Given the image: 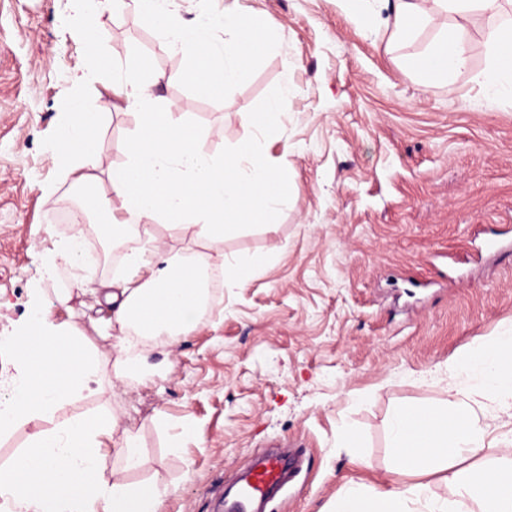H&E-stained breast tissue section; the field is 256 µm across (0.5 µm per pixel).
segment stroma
Returning <instances> with one entry per match:
<instances>
[{"label": "stroma", "instance_id": "stroma-1", "mask_svg": "<svg viewBox=\"0 0 512 512\" xmlns=\"http://www.w3.org/2000/svg\"><path fill=\"white\" fill-rule=\"evenodd\" d=\"M248 18L267 46L245 82L204 94L187 81L154 87L175 103L203 151L221 157L245 145L281 170L287 202L224 236L226 255L262 266L244 285L224 281L195 331L172 346L127 353L99 336L103 313L74 296L75 271L47 274L41 254L64 244L49 214L74 200L56 162L60 126L73 107L110 96L113 73L92 69L77 28L97 54L121 65L146 55L158 72L188 57L167 48L131 0H0V336L18 334L34 303L106 361L56 420L102 411L115 418L101 470L111 479L126 432L143 463L131 482L160 475L164 512H224V491L253 457L300 456L302 472L270 512H325L349 481L393 475L386 427L401 407L448 397V366L512 327V104L483 97L473 74L488 63L487 22L469 26L472 66L452 85L402 67L387 33L357 22L345 0H174L179 21L223 9ZM293 90L281 98L283 71ZM279 106L271 130L242 115ZM135 111L117 109L96 132L98 187L126 161ZM108 281L131 246L82 223ZM135 362L139 375L120 376ZM493 443L461 462L495 469L512 447V422L467 399ZM360 436L353 453L343 426Z\"/></svg>", "mask_w": 512, "mask_h": 512}]
</instances>
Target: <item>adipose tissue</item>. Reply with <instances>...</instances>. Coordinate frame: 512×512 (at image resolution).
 <instances>
[{"label":"adipose tissue","instance_id":"adipose-tissue-1","mask_svg":"<svg viewBox=\"0 0 512 512\" xmlns=\"http://www.w3.org/2000/svg\"><path fill=\"white\" fill-rule=\"evenodd\" d=\"M163 32L169 47L193 59L191 78L210 91L246 81L252 70L257 35L236 15H204L191 24L178 22L170 0H133ZM372 32L388 31L398 44L413 40L430 26L435 36L425 49L404 59L406 68L430 80L449 82L471 65L465 26L473 18L490 19L486 44L488 67L475 77L489 99L512 102V14L505 0H353ZM223 38H214L216 29ZM182 73L153 72L148 59L132 60L124 79L113 82V100L139 111L140 126L126 149L127 162L113 170L109 192L94 190L99 155L94 131L100 112H70L60 128L57 152L84 193L83 214L99 218L107 231L144 235L154 223L194 229L211 249L222 251L228 227L252 218L249 198L264 211L285 202L282 174L260 154L244 149L217 159L187 133L182 113L173 106L153 107L159 82L181 81ZM128 272L115 290L105 291L109 327L118 330L115 346L126 349L128 330L146 327L156 343L167 346L188 335L198 323L205 290L200 278L204 254L173 258L158 244L126 257ZM17 374L7 402H0V433L15 430L28 415L53 414L65 400L87 389L100 355L86 350L75 336L57 330L46 309L30 316L25 335L7 341ZM480 396L485 409L512 419V328L491 348L475 347L468 360L449 365L445 404L431 409L405 408L387 426L397 473L409 482L378 487L349 482L330 512H412L425 502L428 512H512V464L461 475L462 458L479 456L487 446V429L470 405L457 401L460 391ZM114 420L102 413L56 423L32 436L28 448L0 466V498L13 512H163L168 485L162 479L136 485L127 473L142 464L135 433H126L119 451L122 465L111 480L100 476L101 444L111 436ZM443 474L453 496H434L427 474Z\"/></svg>","mask_w":512,"mask_h":512}]
</instances>
